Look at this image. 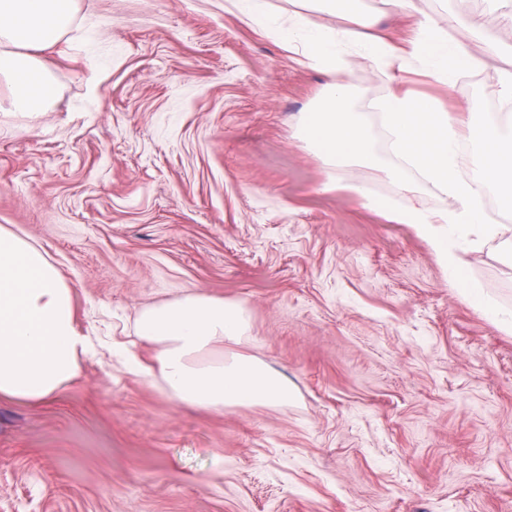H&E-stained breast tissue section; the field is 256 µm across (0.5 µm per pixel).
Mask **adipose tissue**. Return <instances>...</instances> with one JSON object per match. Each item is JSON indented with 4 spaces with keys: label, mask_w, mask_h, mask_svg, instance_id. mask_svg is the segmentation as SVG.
I'll use <instances>...</instances> for the list:
<instances>
[{
    "label": "adipose tissue",
    "mask_w": 512,
    "mask_h": 512,
    "mask_svg": "<svg viewBox=\"0 0 512 512\" xmlns=\"http://www.w3.org/2000/svg\"><path fill=\"white\" fill-rule=\"evenodd\" d=\"M227 2L288 51L303 49L325 71L338 70L345 55L353 53L379 70L420 67L450 89L460 74L483 65V55L472 51L466 37L449 34L427 14L401 47L379 33V15L360 0H343L332 26L315 25L302 13L281 19L266 0ZM77 11L78 0H0V81L13 89V111L34 120L50 109L55 89L40 54L71 30ZM349 99L347 85L329 83L301 118L300 139L329 167L383 171L397 185L398 199L371 196L358 181L349 183L348 191L389 221L412 225L445 264L450 280L460 285L464 300L512 332V312L496 308L470 282L456 250L458 239L470 236L478 245L500 241L512 255L505 225L490 223L483 209L488 196L512 201V119L484 129L472 159L473 175L463 179L457 173L459 143L471 124L458 113L441 108L429 95L399 88L380 98L374 107L397 161L390 167L382 161L364 114L349 110ZM423 182L450 197L451 206L429 213L417 208L411 197ZM248 329L241 303L190 288L139 312L134 334L150 353L144 358L128 352L125 366L174 402L210 413L287 404L293 387L285 374L256 356L226 354V347L242 344ZM92 353L89 336L75 326L73 292L49 253L0 227V399L48 400L78 375Z\"/></svg>",
    "instance_id": "ef3b65f1"
}]
</instances>
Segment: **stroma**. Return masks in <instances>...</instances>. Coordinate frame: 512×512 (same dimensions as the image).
Wrapping results in <instances>:
<instances>
[{
	"label": "stroma",
	"instance_id": "obj_1",
	"mask_svg": "<svg viewBox=\"0 0 512 512\" xmlns=\"http://www.w3.org/2000/svg\"><path fill=\"white\" fill-rule=\"evenodd\" d=\"M512 52V0H422ZM42 60L38 120L0 83V227L47 250L95 358L53 399H0V512H512V334L466 303L429 244L344 190L296 126L329 82L368 112L392 73L301 64L224 0H80ZM504 62L445 89L490 115ZM468 276L512 311L495 243ZM195 288L243 302L282 407L176 405L114 353L138 311Z\"/></svg>",
	"mask_w": 512,
	"mask_h": 512
}]
</instances>
